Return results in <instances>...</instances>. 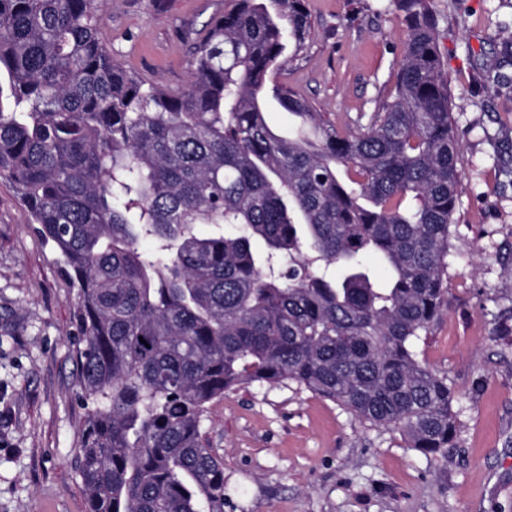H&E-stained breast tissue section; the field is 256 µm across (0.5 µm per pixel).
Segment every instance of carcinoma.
Instances as JSON below:
<instances>
[{
  "label": "carcinoma",
  "instance_id": "obj_1",
  "mask_svg": "<svg viewBox=\"0 0 512 512\" xmlns=\"http://www.w3.org/2000/svg\"><path fill=\"white\" fill-rule=\"evenodd\" d=\"M280 2L278 23L229 0L175 92L102 44L112 0H0V178L78 290L87 512H224L201 429L244 384L292 382L428 460L455 437L448 379L415 350L461 193L431 0H387L407 29L392 90L344 129L271 84L311 27Z\"/></svg>",
  "mask_w": 512,
  "mask_h": 512
}]
</instances>
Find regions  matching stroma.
<instances>
[{
  "instance_id": "obj_1",
  "label": "stroma",
  "mask_w": 512,
  "mask_h": 512,
  "mask_svg": "<svg viewBox=\"0 0 512 512\" xmlns=\"http://www.w3.org/2000/svg\"><path fill=\"white\" fill-rule=\"evenodd\" d=\"M224 0H112L101 37L132 73L190 80L186 31ZM312 27L276 80L355 123L383 100L405 39L380 0H307ZM462 143V192L443 315L416 351L445 376L457 437L426 461L404 435L356 420L296 384H246L212 400L203 437L224 462V512H512V64H497L512 0H432ZM78 295L0 178V512H87L77 471L84 411Z\"/></svg>"
}]
</instances>
